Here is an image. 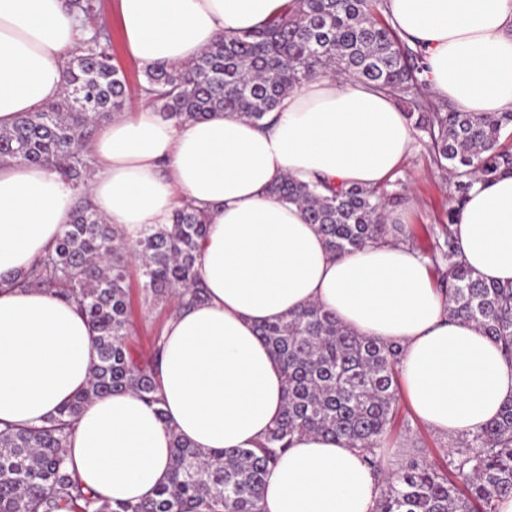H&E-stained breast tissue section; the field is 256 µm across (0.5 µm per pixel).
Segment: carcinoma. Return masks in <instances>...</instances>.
<instances>
[{"label": "carcinoma", "instance_id": "1", "mask_svg": "<svg viewBox=\"0 0 512 512\" xmlns=\"http://www.w3.org/2000/svg\"><path fill=\"white\" fill-rule=\"evenodd\" d=\"M69 2L92 35L66 62L61 98L0 129V164L48 165L81 190L71 223L13 285L37 286L75 305L95 333L98 363L88 386L46 424L0 429V512H261L271 467L295 436L307 433L363 451L382 475L375 512H493L496 499L512 496V403L461 441L443 466L423 458L382 472L380 451L401 410V346L360 336L317 304L257 329L285 383L282 417L264 442L210 451L175 434L167 482L133 504L110 502L69 471L68 443L93 398L132 391L163 414L156 380L160 337L150 340L147 353L130 341L127 269L138 261L149 303H195L203 298L195 265L206 234L204 215L185 204L172 224L145 227L131 245L92 205L85 146L98 125L125 110L127 83L114 64L100 0ZM382 10L384 0H294L266 26L222 37L189 63L143 68L139 90L178 125L219 111L259 124L282 97L316 76L352 78L391 97L450 174L453 203L430 257L441 273L448 314L480 326L511 363L512 285L488 283L460 261L451 226L476 182L512 171V147L500 142L512 112H459L429 98L422 54L399 37ZM396 186L390 194L332 188L287 174L270 194L298 205L328 249L341 254L369 240H404L403 227L385 223V196L404 200L405 184Z\"/></svg>", "mask_w": 512, "mask_h": 512}]
</instances>
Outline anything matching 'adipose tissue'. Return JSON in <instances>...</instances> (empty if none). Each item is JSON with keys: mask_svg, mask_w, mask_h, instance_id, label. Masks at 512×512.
<instances>
[{"mask_svg": "<svg viewBox=\"0 0 512 512\" xmlns=\"http://www.w3.org/2000/svg\"><path fill=\"white\" fill-rule=\"evenodd\" d=\"M288 0H119L140 65L188 63L222 35L265 24ZM398 34L422 50L431 94L462 112L512 111V0H386ZM89 27L68 0H0V128L60 99L65 63ZM269 128L230 112L175 126L151 104L101 125L88 147L90 198L135 242L188 203L206 218L196 264L202 301L160 336L161 411L134 393L92 399L70 439L79 479L138 502L169 473L173 435L204 449L251 448L283 412L279 363L259 325L316 303L359 335L403 348L399 379L415 416L449 440L512 401V364L475 323L448 316L431 262L397 242L331 253L298 205L275 200L284 175L377 188L415 151L393 100L315 77L283 97ZM78 192L46 166H0V421L41 423L86 387L94 336L74 306L13 287L70 223ZM460 258L512 284V172L476 183L452 226ZM379 486L362 451L297 437L266 478L262 512H374Z\"/></svg>", "mask_w": 512, "mask_h": 512, "instance_id": "1", "label": "adipose tissue"}]
</instances>
